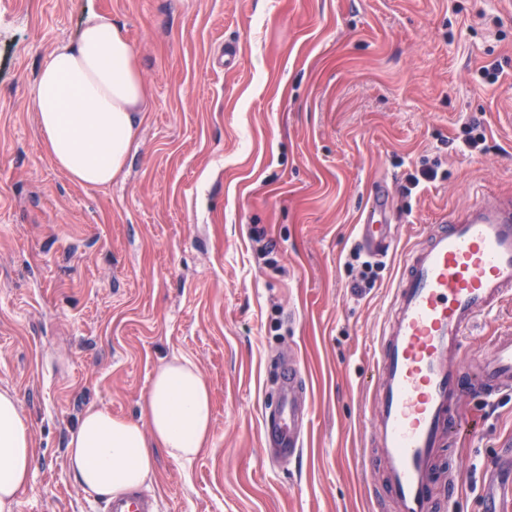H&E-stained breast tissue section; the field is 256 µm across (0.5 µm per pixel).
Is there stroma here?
I'll use <instances>...</instances> for the list:
<instances>
[{
	"mask_svg": "<svg viewBox=\"0 0 512 512\" xmlns=\"http://www.w3.org/2000/svg\"><path fill=\"white\" fill-rule=\"evenodd\" d=\"M117 21L145 87L123 171L73 182L47 155L31 91L89 17ZM238 55L218 65L225 46ZM499 70L489 83L482 68ZM477 122L483 151L464 128ZM436 165L412 194L408 173ZM389 182L397 245L354 295L356 224ZM484 193L512 196V15L499 0H0V390L36 442L14 512H104L70 476L80 416L137 420L155 368L192 360L212 394L198 458L156 453L155 512H371L373 348L404 252ZM310 386L303 454L261 441L277 367ZM443 458L482 512L512 482V396Z\"/></svg>",
	"mask_w": 512,
	"mask_h": 512,
	"instance_id": "35a3bbf8",
	"label": "stroma"
}]
</instances>
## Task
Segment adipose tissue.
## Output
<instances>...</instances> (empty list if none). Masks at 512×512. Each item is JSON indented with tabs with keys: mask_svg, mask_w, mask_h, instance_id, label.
<instances>
[{
	"mask_svg": "<svg viewBox=\"0 0 512 512\" xmlns=\"http://www.w3.org/2000/svg\"><path fill=\"white\" fill-rule=\"evenodd\" d=\"M44 148L77 184L105 187L118 177L135 138L144 82L119 26L94 16L79 40L54 49L32 91ZM141 421L88 409L68 442V465L84 491L111 499L151 481L155 449L192 462L212 427L208 385L195 363L174 357L155 370ZM36 447L16 395L0 391V512H14Z\"/></svg>",
	"mask_w": 512,
	"mask_h": 512,
	"instance_id": "ef3b65f1",
	"label": "adipose tissue"
}]
</instances>
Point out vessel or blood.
Returning <instances> with one entry per match:
<instances>
[{
  "instance_id": "obj_1",
  "label": "vessel or blood",
  "mask_w": 512,
  "mask_h": 512,
  "mask_svg": "<svg viewBox=\"0 0 512 512\" xmlns=\"http://www.w3.org/2000/svg\"><path fill=\"white\" fill-rule=\"evenodd\" d=\"M391 197L372 185L357 231L365 249L383 258L394 248ZM512 299V200L477 198L442 221L404 255L386 325L374 347L382 372L371 425L385 459L386 483L397 512H433V488L456 473L441 470V450L467 425L459 412L469 396L495 403L512 395V328L491 340L487 358H467L477 321ZM277 407L261 434L282 458L303 445L299 395L307 387L300 363L278 369Z\"/></svg>"
}]
</instances>
